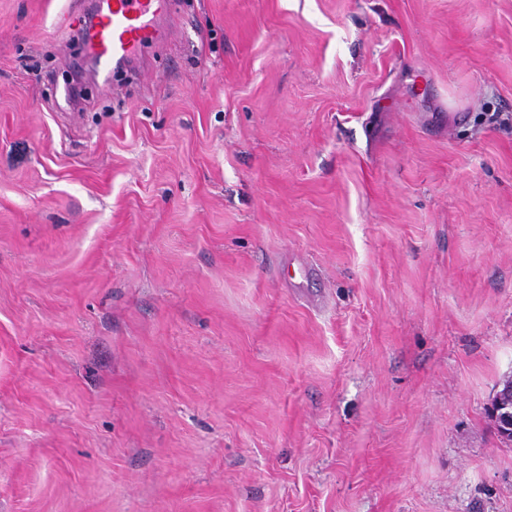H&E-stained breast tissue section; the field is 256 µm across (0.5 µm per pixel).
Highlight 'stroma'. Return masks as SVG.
I'll use <instances>...</instances> for the list:
<instances>
[{
	"label": "stroma",
	"mask_w": 512,
	"mask_h": 512,
	"mask_svg": "<svg viewBox=\"0 0 512 512\" xmlns=\"http://www.w3.org/2000/svg\"><path fill=\"white\" fill-rule=\"evenodd\" d=\"M0 0V512H512V0ZM169 0H99L96 21L83 33V45L104 81L132 59L143 43L163 34L160 21ZM510 385V396L512 391V379H506L503 382L502 391L505 387V392L508 391V387ZM500 391H497L496 394L493 397L491 408L494 411V417L497 421V425L501 428V431L505 433V435H510L512 433V409L510 405V409H507L508 405L510 404V400H508V403H504L502 400V394ZM504 392V393H505ZM493 402L496 404V408L493 407ZM503 436V439L507 442H512V435L505 436L504 434H501Z\"/></svg>",
	"instance_id": "obj_1"
}]
</instances>
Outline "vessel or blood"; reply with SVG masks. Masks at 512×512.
Returning <instances> with one entry per match:
<instances>
[{
    "instance_id": "b4317fda",
    "label": "vessel or blood",
    "mask_w": 512,
    "mask_h": 512,
    "mask_svg": "<svg viewBox=\"0 0 512 512\" xmlns=\"http://www.w3.org/2000/svg\"><path fill=\"white\" fill-rule=\"evenodd\" d=\"M169 0H98L83 45L103 79L132 59L143 43L162 35Z\"/></svg>"
}]
</instances>
